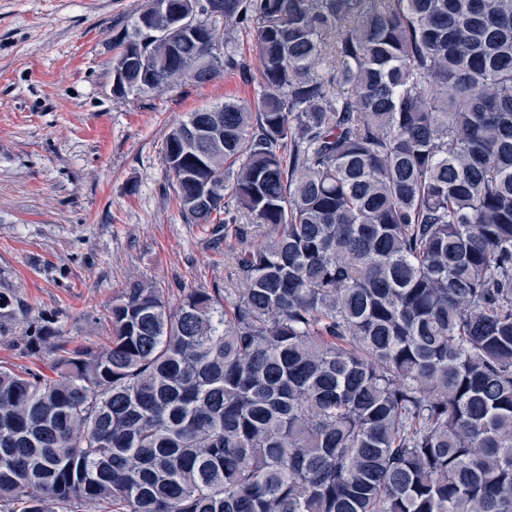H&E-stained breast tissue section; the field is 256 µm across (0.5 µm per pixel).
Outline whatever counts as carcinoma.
Returning a JSON list of instances; mask_svg holds the SVG:
<instances>
[{"mask_svg": "<svg viewBox=\"0 0 512 512\" xmlns=\"http://www.w3.org/2000/svg\"><path fill=\"white\" fill-rule=\"evenodd\" d=\"M168 3L113 94L261 64L162 148L228 287L130 279L100 351L1 289L49 360L0 364V512H512V0Z\"/></svg>", "mask_w": 512, "mask_h": 512, "instance_id": "carcinoma-1", "label": "carcinoma"}]
</instances>
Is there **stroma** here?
Wrapping results in <instances>:
<instances>
[{"mask_svg": "<svg viewBox=\"0 0 512 512\" xmlns=\"http://www.w3.org/2000/svg\"><path fill=\"white\" fill-rule=\"evenodd\" d=\"M144 3L0 0V289L97 350L128 279L152 281L174 304L223 287L224 250L207 225L184 222L162 147L187 113L261 92L245 40L249 77L113 94V38Z\"/></svg>", "mask_w": 512, "mask_h": 512, "instance_id": "stroma-1", "label": "stroma"}]
</instances>
